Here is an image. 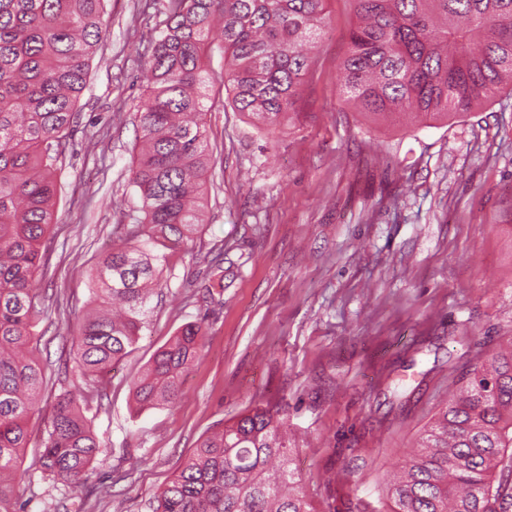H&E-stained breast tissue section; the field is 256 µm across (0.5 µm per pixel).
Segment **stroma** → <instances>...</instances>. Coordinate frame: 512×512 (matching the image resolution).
I'll return each instance as SVG.
<instances>
[{
  "instance_id": "stroma-1",
  "label": "stroma",
  "mask_w": 512,
  "mask_h": 512,
  "mask_svg": "<svg viewBox=\"0 0 512 512\" xmlns=\"http://www.w3.org/2000/svg\"><path fill=\"white\" fill-rule=\"evenodd\" d=\"M106 11L33 281L53 302L37 325L43 364L71 349L99 254L141 216L131 169L145 60L170 2L109 0ZM326 16L292 119L256 128L222 85L210 87L208 222L168 252L134 350L104 377L101 408L84 412L108 447L93 491L73 499L33 465L49 387L29 424L15 512H152L201 437L258 404L305 433L293 467L316 512L377 502L449 385L512 339V93L445 125L370 124L339 78L349 0H327ZM217 250L224 292L211 304L203 293ZM188 323L204 339L180 399L138 410L132 379Z\"/></svg>"
}]
</instances>
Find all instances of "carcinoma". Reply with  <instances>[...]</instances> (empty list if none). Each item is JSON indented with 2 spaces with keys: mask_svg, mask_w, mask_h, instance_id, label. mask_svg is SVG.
Masks as SVG:
<instances>
[{
  "mask_svg": "<svg viewBox=\"0 0 512 512\" xmlns=\"http://www.w3.org/2000/svg\"><path fill=\"white\" fill-rule=\"evenodd\" d=\"M357 18L340 65L347 101L370 120L434 122L471 112L512 87V0H350ZM106 0H0V512L19 493L10 475L27 447L37 396L54 374L29 345L49 305L33 292L54 226L58 163L78 119ZM326 26L325 0H173L146 61L142 148L132 168L142 219L103 252L92 279L101 310L73 337L84 391L60 389L36 465L69 489L87 485L109 452L82 414L102 399L99 375L130 353L167 256L206 223L194 199L208 169L205 58L220 39L227 100L257 128L294 111ZM211 287L224 288V250ZM184 325L132 381L137 404H173L202 346ZM384 480L386 512H512V345L472 364ZM284 418L256 406L202 439L157 495L155 512H313L287 471L295 444Z\"/></svg>",
  "mask_w": 512,
  "mask_h": 512,
  "instance_id": "cac0c4a2",
  "label": "carcinoma"
}]
</instances>
